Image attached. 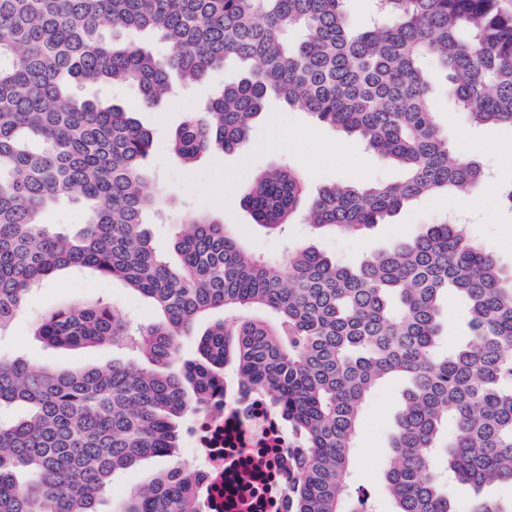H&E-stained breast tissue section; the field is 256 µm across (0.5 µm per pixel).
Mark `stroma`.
<instances>
[{
	"label": "stroma",
	"mask_w": 512,
	"mask_h": 512,
	"mask_svg": "<svg viewBox=\"0 0 512 512\" xmlns=\"http://www.w3.org/2000/svg\"><path fill=\"white\" fill-rule=\"evenodd\" d=\"M244 70L235 61H228L214 78L201 81L188 91L165 99L158 106H141L136 90L115 89L99 85L87 89L91 98L112 102L133 112L135 119L153 131L155 151L149 167L157 177L156 188L170 218L166 224L149 225L148 230L162 252H169L170 243L179 232L176 219L185 210H198L223 220L226 227L242 237L256 253L276 258L287 242L311 245L325 252L340 264L358 262L366 253L389 247L410 238L429 225L444 222L447 215L466 216V233L474 237L505 264H512V208L501 200L502 189L512 185V159L499 153V146L512 145V127H472L448 101L446 94H437L433 109L440 124L448 130L455 153L477 158L491 176L480 194L468 204L458 199L432 196L405 204L388 223L379 224L359 236L312 235L306 225H294L290 240L269 233L254 224L241 202L242 191L256 175L271 167L294 166L307 187L315 194L323 185L336 182L360 185L399 181L401 170L367 151L358 141L346 138L319 123L300 106L272 99L253 126L251 137L241 149L202 156L194 165H182L167 149L173 131L185 120L189 111H203L224 82L240 79ZM494 140L492 149L479 153L477 140ZM103 300L141 323L154 320L150 303L131 291L122 281H102L93 275L75 276L60 273L46 280L29 298L24 310L0 337V356H21L36 364L57 369H75L104 365L112 360L110 346H97L79 351L55 350L35 336L34 329L44 315L80 302ZM402 383L390 380L376 388L362 411L355 447L352 451L350 481L363 491L375 512H391L392 505L383 490V476L390 459V441L400 405ZM194 465L188 446H181L177 458H146L134 467L117 473L97 502L98 512H117L129 490L148 483L173 460Z\"/></svg>",
	"instance_id": "obj_1"
}]
</instances>
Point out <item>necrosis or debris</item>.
Returning <instances> with one entry per match:
<instances>
[{
	"mask_svg": "<svg viewBox=\"0 0 512 512\" xmlns=\"http://www.w3.org/2000/svg\"><path fill=\"white\" fill-rule=\"evenodd\" d=\"M188 445L205 512H285L292 439L262 392L215 394Z\"/></svg>",
	"mask_w": 512,
	"mask_h": 512,
	"instance_id": "4bbe7bcc",
	"label": "necrosis or debris"
}]
</instances>
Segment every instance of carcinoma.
Masks as SVG:
<instances>
[{
    "mask_svg": "<svg viewBox=\"0 0 512 512\" xmlns=\"http://www.w3.org/2000/svg\"><path fill=\"white\" fill-rule=\"evenodd\" d=\"M343 2L0 0V334L36 285L66 270L121 280L159 313L134 327L110 305L74 304L35 330L52 348L131 345L147 367L0 358V512H97L116 471L176 456L185 421L224 390L227 365L296 437L286 512H365L351 450L364 403L391 377L407 380L384 473L394 512H455L438 452L474 492L470 512H512V500L482 496L512 485V270L455 224L342 265L312 247L260 257L193 210L178 219L172 261L146 229L160 206L148 190L152 132L76 93L134 86L151 108L174 92L175 74L188 86L229 60L244 65L172 133L183 164L243 147L275 97L404 172L395 184L323 186L305 215L315 230L358 235L422 196L470 195L483 169L451 153L431 100L442 87L474 127L512 126V18L495 0H376L377 21L360 29ZM145 31L170 52L143 47ZM304 193L298 170L279 166L246 186L243 203L281 233ZM63 197L87 212L75 233L42 222ZM450 291L466 302L469 339L443 351ZM214 309L224 318L196 332ZM194 335L197 357L185 359ZM118 512H201L193 469L177 463L136 486Z\"/></svg>",
    "mask_w": 512,
    "mask_h": 512,
    "instance_id": "carcinoma-1",
    "label": "carcinoma"
}]
</instances>
